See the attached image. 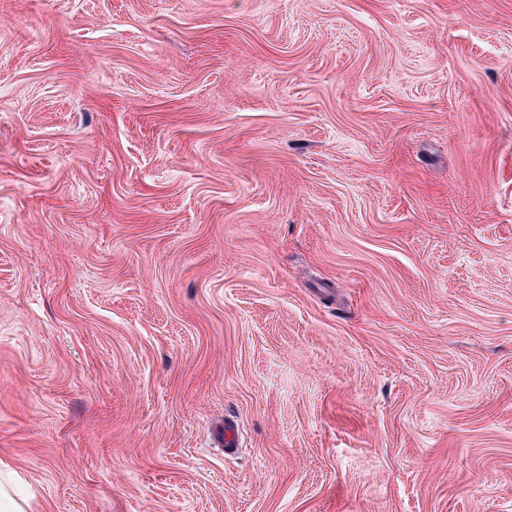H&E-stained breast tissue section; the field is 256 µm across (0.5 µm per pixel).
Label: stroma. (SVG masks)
<instances>
[{
	"label": "stroma",
	"instance_id": "35a3bbf8",
	"mask_svg": "<svg viewBox=\"0 0 512 512\" xmlns=\"http://www.w3.org/2000/svg\"><path fill=\"white\" fill-rule=\"evenodd\" d=\"M0 460L512 512V0H0ZM214 437L215 447L224 448V456H232L239 451L238 429L232 421H224V427Z\"/></svg>",
	"mask_w": 512,
	"mask_h": 512
}]
</instances>
